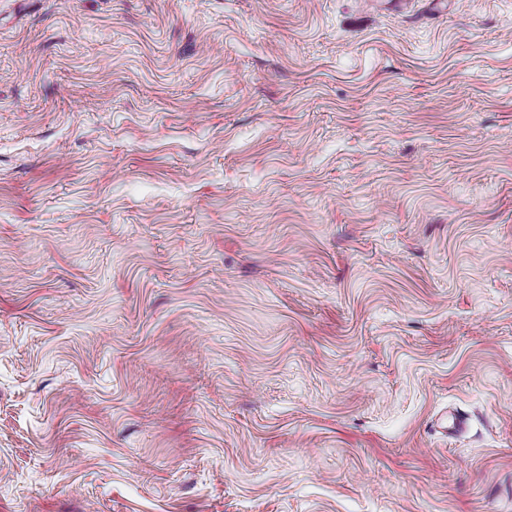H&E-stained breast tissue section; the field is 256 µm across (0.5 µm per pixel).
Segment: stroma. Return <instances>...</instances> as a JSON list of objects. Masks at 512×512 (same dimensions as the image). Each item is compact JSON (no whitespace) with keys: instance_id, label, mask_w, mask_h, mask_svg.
I'll list each match as a JSON object with an SVG mask.
<instances>
[{"instance_id":"obj_1","label":"stroma","mask_w":512,"mask_h":512,"mask_svg":"<svg viewBox=\"0 0 512 512\" xmlns=\"http://www.w3.org/2000/svg\"><path fill=\"white\" fill-rule=\"evenodd\" d=\"M0 512H512V0H0Z\"/></svg>"}]
</instances>
